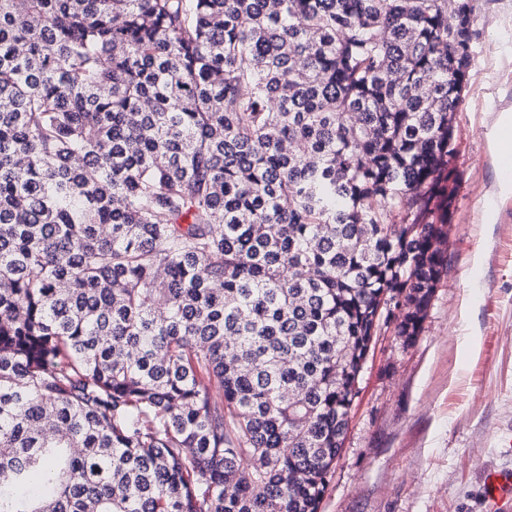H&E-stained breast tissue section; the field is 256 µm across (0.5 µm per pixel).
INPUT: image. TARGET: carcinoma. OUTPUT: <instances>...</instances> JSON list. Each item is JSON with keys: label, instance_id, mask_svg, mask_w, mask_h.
<instances>
[{"label": "carcinoma", "instance_id": "carcinoma-1", "mask_svg": "<svg viewBox=\"0 0 512 512\" xmlns=\"http://www.w3.org/2000/svg\"><path fill=\"white\" fill-rule=\"evenodd\" d=\"M475 0H0V512H319L448 269Z\"/></svg>", "mask_w": 512, "mask_h": 512}]
</instances>
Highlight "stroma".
<instances>
[{"label": "stroma", "instance_id": "obj_1", "mask_svg": "<svg viewBox=\"0 0 512 512\" xmlns=\"http://www.w3.org/2000/svg\"><path fill=\"white\" fill-rule=\"evenodd\" d=\"M477 11L448 270L413 345L391 326L375 336L320 512H512L482 493L487 470L512 469V195H493L496 118L512 108V0Z\"/></svg>", "mask_w": 512, "mask_h": 512}]
</instances>
